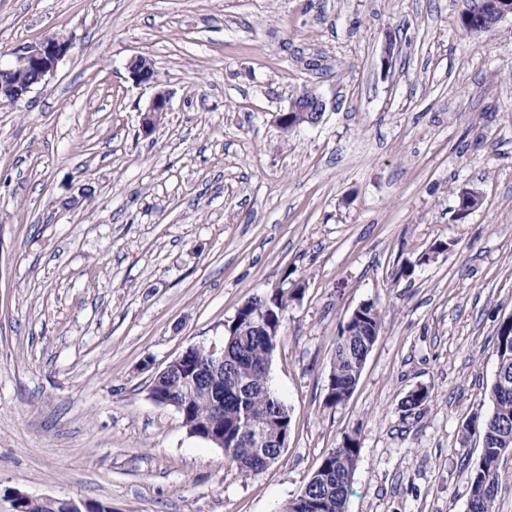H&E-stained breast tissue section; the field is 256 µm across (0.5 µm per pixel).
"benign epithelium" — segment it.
<instances>
[{"label": "benign epithelium", "instance_id": "1", "mask_svg": "<svg viewBox=\"0 0 512 512\" xmlns=\"http://www.w3.org/2000/svg\"><path fill=\"white\" fill-rule=\"evenodd\" d=\"M512 15V0H495L492 12L486 16V24L493 27L501 18ZM70 48V41L58 36H45L29 43L17 51L15 62L9 66L0 65V102L18 104L37 86L48 84L59 60ZM127 69L132 80L138 85H157L156 77L150 73L146 57L137 55L130 59ZM170 110V95L158 89L153 94L142 118V129L146 133L154 130L159 116ZM326 110L325 101L317 94H300L291 102L288 113L281 116L280 127L286 131L301 125L318 124ZM210 351L216 360L210 369L198 370L197 378L208 381V376L218 375L224 368V346L213 344ZM42 501L57 504L61 512H112V508L101 509L93 503L64 500L45 496Z\"/></svg>", "mask_w": 512, "mask_h": 512}]
</instances>
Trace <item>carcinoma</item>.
Instances as JSON below:
<instances>
[{
  "label": "carcinoma",
  "mask_w": 512,
  "mask_h": 512,
  "mask_svg": "<svg viewBox=\"0 0 512 512\" xmlns=\"http://www.w3.org/2000/svg\"><path fill=\"white\" fill-rule=\"evenodd\" d=\"M484 0L464 12L460 30L481 35L491 27L478 23ZM295 293L277 290L256 294L238 311L236 324L224 330V414H212L214 392L208 386L177 382L167 377L155 381L160 400L175 398L187 406V423L210 425L224 431V459L239 469L259 474L279 460L291 432L287 406L266 382L264 372L276 349L288 299ZM382 328L381 312L370 304L340 326L336 336L331 374L334 387L326 403L338 405L353 393L370 349ZM496 379L490 390L493 410L469 418L464 438L481 439L479 460L469 471V512H494L504 440L512 444V323L503 321L494 344ZM359 442L345 437L330 449L304 491L289 501L283 512H346Z\"/></svg>",
  "instance_id": "1"
}]
</instances>
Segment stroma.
<instances>
[{
  "label": "stroma",
  "instance_id": "35a3bbf8",
  "mask_svg": "<svg viewBox=\"0 0 512 512\" xmlns=\"http://www.w3.org/2000/svg\"><path fill=\"white\" fill-rule=\"evenodd\" d=\"M471 5L0 0L1 64L71 42L47 86L0 104V512L18 492L281 512L347 435V512H468L481 442L460 426L492 410L512 316V17L465 35ZM136 55L171 100L149 135ZM306 88L322 121L282 130ZM466 189L481 204L462 216ZM296 283L269 370L291 433L255 475L151 386L253 294ZM364 302L382 329L351 397L327 405L339 328ZM127 69L132 80L138 85L157 86L156 77L150 73V63L146 57L137 55L130 59Z\"/></svg>",
  "mask_w": 512,
  "mask_h": 512
}]
</instances>
